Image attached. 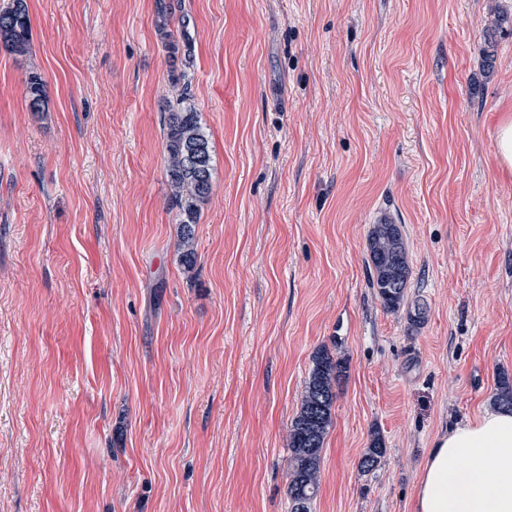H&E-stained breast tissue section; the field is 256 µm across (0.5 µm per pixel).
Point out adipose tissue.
<instances>
[{
    "instance_id": "1",
    "label": "adipose tissue",
    "mask_w": 512,
    "mask_h": 512,
    "mask_svg": "<svg viewBox=\"0 0 512 512\" xmlns=\"http://www.w3.org/2000/svg\"><path fill=\"white\" fill-rule=\"evenodd\" d=\"M415 512H512V409L489 406L429 448Z\"/></svg>"
}]
</instances>
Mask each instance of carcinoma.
I'll return each mask as SVG.
<instances>
[{
	"instance_id": "obj_1",
	"label": "carcinoma",
	"mask_w": 512,
	"mask_h": 512,
	"mask_svg": "<svg viewBox=\"0 0 512 512\" xmlns=\"http://www.w3.org/2000/svg\"><path fill=\"white\" fill-rule=\"evenodd\" d=\"M159 11L164 15L159 25L161 42L174 66L179 46H184L185 55L191 53L190 20L181 17L173 30L166 18L171 6L161 2ZM29 27L27 0H12L10 6L0 9V45L10 53L23 56L28 52ZM171 87L175 103L167 104L162 119L166 177L172 204L178 207L182 216L179 231L182 263L190 269L196 260L195 224L202 206L210 199L215 168L209 135L199 121L186 74H172ZM27 95L30 111H46L44 83L39 74L33 73L29 77ZM368 249L374 272L372 285L383 306L395 311L404 302L411 277L400 225H374ZM344 373V363L334 359L328 350L316 352L300 410L288 425L290 512H311L318 492L321 450L332 423L336 388ZM494 402L500 407L512 408V380L509 377L500 379ZM385 452L383 439L374 437L361 457V471L369 473L376 470Z\"/></svg>"
}]
</instances>
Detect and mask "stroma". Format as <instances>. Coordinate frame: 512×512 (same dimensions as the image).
I'll return each instance as SVG.
<instances>
[{"instance_id":"1","label":"stroma","mask_w":512,"mask_h":512,"mask_svg":"<svg viewBox=\"0 0 512 512\" xmlns=\"http://www.w3.org/2000/svg\"><path fill=\"white\" fill-rule=\"evenodd\" d=\"M167 2L215 165L190 270L157 0H28L27 55L0 47V512H289L322 346L312 512H413L432 441L512 377V0ZM383 208L417 328L371 285ZM28 107L33 112L46 111V95L41 76L32 73L27 84ZM496 146L500 162L512 167V117L504 118L496 131ZM345 369L344 363L335 360L327 349H319L313 357L300 410L288 425L290 512H311L318 492L321 450ZM386 448L384 441L380 436H375L370 443V446L365 449L361 460L360 469L364 473H369L377 469L384 457Z\"/></svg>"}]
</instances>
